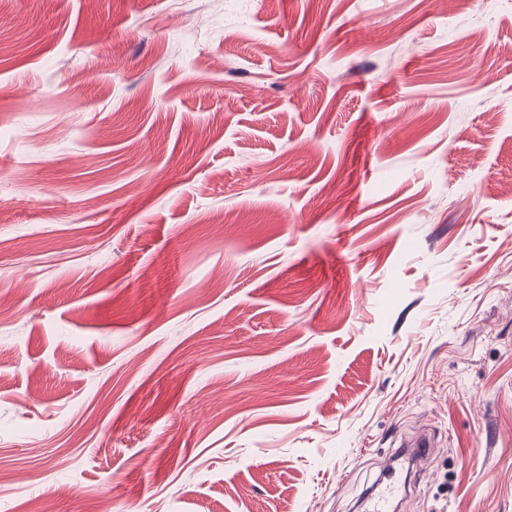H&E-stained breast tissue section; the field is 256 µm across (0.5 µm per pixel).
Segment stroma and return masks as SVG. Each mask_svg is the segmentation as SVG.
<instances>
[{
    "label": "stroma",
    "instance_id": "1",
    "mask_svg": "<svg viewBox=\"0 0 512 512\" xmlns=\"http://www.w3.org/2000/svg\"><path fill=\"white\" fill-rule=\"evenodd\" d=\"M491 43L512 0H0V512H364L389 460L512 512Z\"/></svg>",
    "mask_w": 512,
    "mask_h": 512
}]
</instances>
